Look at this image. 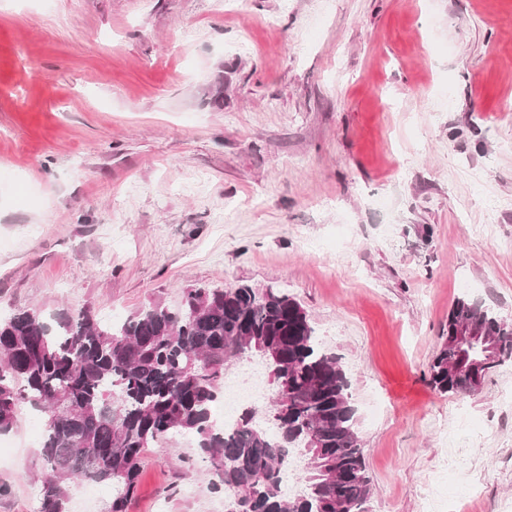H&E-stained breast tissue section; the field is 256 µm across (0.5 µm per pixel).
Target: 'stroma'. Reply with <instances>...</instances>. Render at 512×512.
<instances>
[{"label": "stroma", "mask_w": 512, "mask_h": 512, "mask_svg": "<svg viewBox=\"0 0 512 512\" xmlns=\"http://www.w3.org/2000/svg\"><path fill=\"white\" fill-rule=\"evenodd\" d=\"M511 88L512 0H0V313L279 288L349 378L372 512H504L512 361L428 370L457 298L512 323ZM43 434L0 437V512H36ZM209 480L164 439L129 512H224Z\"/></svg>", "instance_id": "obj_1"}]
</instances>
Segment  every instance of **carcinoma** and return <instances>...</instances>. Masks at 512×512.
<instances>
[{
    "label": "carcinoma",
    "mask_w": 512,
    "mask_h": 512,
    "mask_svg": "<svg viewBox=\"0 0 512 512\" xmlns=\"http://www.w3.org/2000/svg\"><path fill=\"white\" fill-rule=\"evenodd\" d=\"M440 339L429 369L440 393L476 394L512 359V324L466 297ZM254 358L272 395L226 432L213 418L224 374ZM348 389L305 310L274 288H191L175 309L153 303L116 324L87 309L0 315V436L24 405L46 418L37 512H68L76 477L112 489L106 512H129L144 449L177 434L194 437L224 512H372ZM300 454L305 490L291 497L284 475Z\"/></svg>",
    "instance_id": "cac0c4a2"
}]
</instances>
